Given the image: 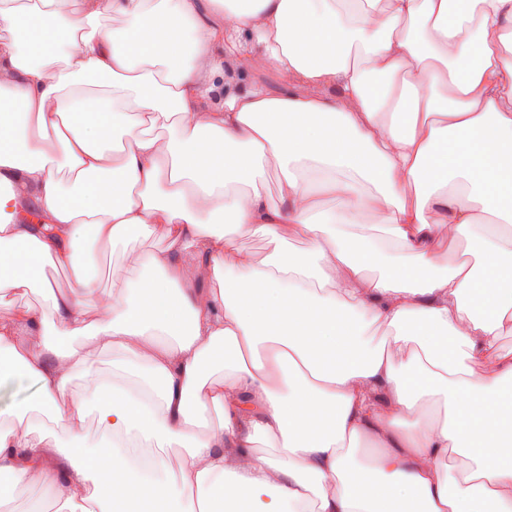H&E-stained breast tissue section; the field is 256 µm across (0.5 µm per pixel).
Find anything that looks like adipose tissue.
<instances>
[{
    "mask_svg": "<svg viewBox=\"0 0 512 512\" xmlns=\"http://www.w3.org/2000/svg\"><path fill=\"white\" fill-rule=\"evenodd\" d=\"M506 336L512 0H0V506L504 512ZM30 393L31 389L21 382H3L0 384V404L24 405Z\"/></svg>",
    "mask_w": 512,
    "mask_h": 512,
    "instance_id": "adipose-tissue-1",
    "label": "adipose tissue"
}]
</instances>
